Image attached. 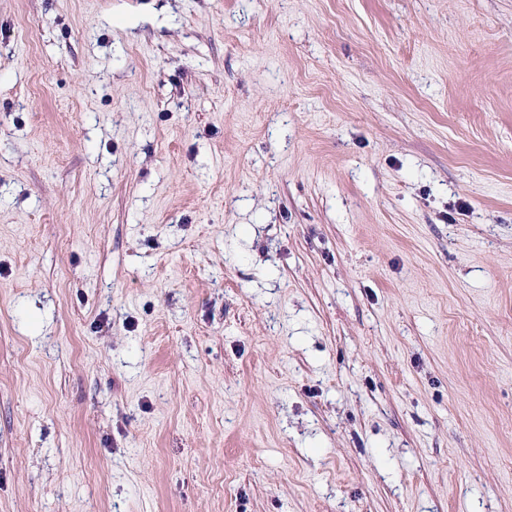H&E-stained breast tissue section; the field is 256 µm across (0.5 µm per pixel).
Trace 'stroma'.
I'll return each mask as SVG.
<instances>
[{"label":"stroma","instance_id":"obj_1","mask_svg":"<svg viewBox=\"0 0 512 512\" xmlns=\"http://www.w3.org/2000/svg\"><path fill=\"white\" fill-rule=\"evenodd\" d=\"M0 512H512V0H0Z\"/></svg>","mask_w":512,"mask_h":512}]
</instances>
